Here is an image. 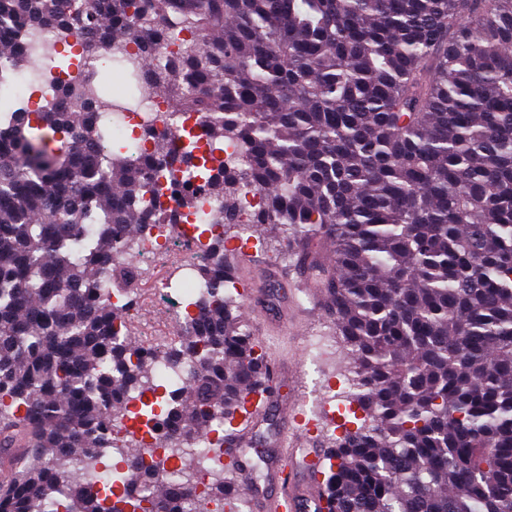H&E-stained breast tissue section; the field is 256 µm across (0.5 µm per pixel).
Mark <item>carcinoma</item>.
Wrapping results in <instances>:
<instances>
[{
	"label": "carcinoma",
	"mask_w": 512,
	"mask_h": 512,
	"mask_svg": "<svg viewBox=\"0 0 512 512\" xmlns=\"http://www.w3.org/2000/svg\"><path fill=\"white\" fill-rule=\"evenodd\" d=\"M86 2L0 0V72L34 62L28 37L82 28L244 159L160 141L134 163L100 139L89 88L82 112L65 85L52 111H0V450L20 434L33 455L0 512H224L221 456L185 445L263 393L266 356L215 294L177 346L116 342L126 305L94 288L133 287L123 242L154 228L143 195L176 164L226 227L263 191L250 228L300 243L322 290L364 413L326 454L327 512H512V0ZM168 14L183 38L154 69ZM201 234L200 279L229 277L225 238ZM160 356L191 363L162 400L164 453L129 431L102 484L96 449Z\"/></svg>",
	"instance_id": "cac0c4a2"
}]
</instances>
